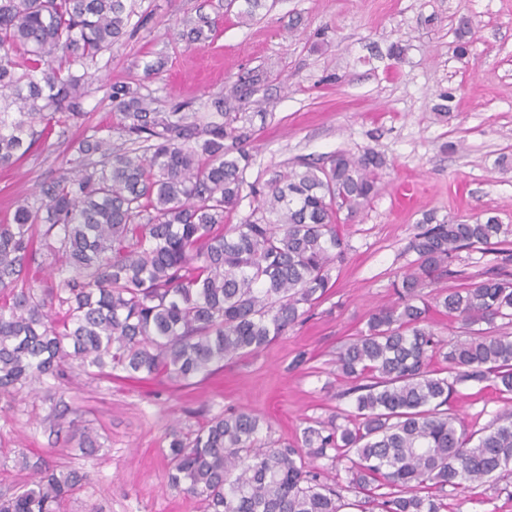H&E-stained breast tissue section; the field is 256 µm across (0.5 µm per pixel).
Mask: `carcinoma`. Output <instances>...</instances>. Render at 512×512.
I'll return each instance as SVG.
<instances>
[{
  "mask_svg": "<svg viewBox=\"0 0 512 512\" xmlns=\"http://www.w3.org/2000/svg\"><path fill=\"white\" fill-rule=\"evenodd\" d=\"M265 0H227L253 21ZM133 0H0V168L14 166L55 127L84 116L89 65L127 35ZM189 45L209 41L216 20H183ZM84 73H78V70ZM228 111L204 121L159 113L125 85L113 88L124 141L87 136L72 167L39 187L0 223V401L67 375L150 378L181 385L255 353L299 322L333 287L345 245L341 213L355 215L379 190L381 153L341 151L323 164L298 161L249 183L248 132ZM249 192H244V189ZM250 212L238 217L244 200ZM412 272L336 355L356 393L352 426L311 421L295 445L257 446L260 417L215 415L195 430L169 432L167 482L202 512H341L336 487L316 459L347 461L360 512H442L436 486L467 489L512 474V409L469 434L448 414L463 380L493 379L512 395V334L473 326L512 321V277L469 284L452 269L460 250L512 260V228L494 217L472 223L427 217L414 236ZM47 257L44 264L40 258ZM49 267V278L38 273ZM445 277L458 288H424ZM467 329L443 340L430 308ZM447 374L429 369L432 360ZM53 409L56 438L91 456L92 432ZM0 512H60L87 475L37 460Z\"/></svg>",
  "mask_w": 512,
  "mask_h": 512,
  "instance_id": "carcinoma-1",
  "label": "carcinoma"
}]
</instances>
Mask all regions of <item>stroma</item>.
I'll list each match as a JSON object with an SVG mask.
<instances>
[{
    "mask_svg": "<svg viewBox=\"0 0 512 512\" xmlns=\"http://www.w3.org/2000/svg\"><path fill=\"white\" fill-rule=\"evenodd\" d=\"M219 2L142 0L133 35L88 68L84 118L0 170V220L66 171L83 137L121 144L112 88L122 83L160 111L191 114L213 111L234 84L249 82L238 109L254 160L247 181L296 160L371 148L387 159L381 189L340 224L346 254L328 295L257 353L226 361L189 388L163 377L109 381L74 372L21 393L0 411V493L26 480L22 458H41L90 475L63 512H201L165 484L169 425L194 429L220 413L246 412L268 423L263 440L282 443L311 420L345 424L353 405L336 355L377 307L394 301L392 284L414 266L409 244L424 215H494L512 226V0H267L248 24L219 12ZM199 11L218 27L209 43L190 46L178 36L180 22ZM463 16L465 35L457 32ZM155 62L160 70L145 75ZM444 91L454 95L446 113L437 109ZM60 398L92 429L94 456L51 443L44 418ZM510 406L492 382L467 381L448 411L471 432ZM444 501L446 512H512V476L465 494L445 487Z\"/></svg>",
    "mask_w": 512,
    "mask_h": 512,
    "instance_id": "1",
    "label": "stroma"
}]
</instances>
